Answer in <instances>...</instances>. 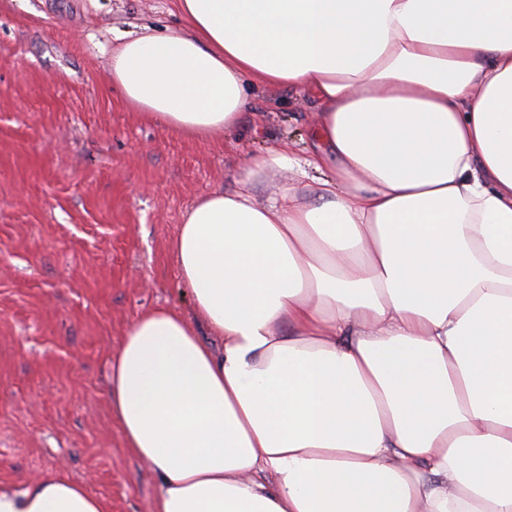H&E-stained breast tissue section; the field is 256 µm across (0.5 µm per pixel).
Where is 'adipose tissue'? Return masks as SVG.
I'll use <instances>...</instances> for the list:
<instances>
[{
  "label": "adipose tissue",
  "instance_id": "1",
  "mask_svg": "<svg viewBox=\"0 0 512 512\" xmlns=\"http://www.w3.org/2000/svg\"><path fill=\"white\" fill-rule=\"evenodd\" d=\"M112 50L166 130L232 132L256 86L317 105L309 158L245 160L169 247L191 314L111 362L154 512H512V0H177ZM312 177V196L259 177ZM0 512H110L58 474Z\"/></svg>",
  "mask_w": 512,
  "mask_h": 512
}]
</instances>
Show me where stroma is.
I'll return each mask as SVG.
<instances>
[{"mask_svg":"<svg viewBox=\"0 0 512 512\" xmlns=\"http://www.w3.org/2000/svg\"><path fill=\"white\" fill-rule=\"evenodd\" d=\"M182 24L176 0H0V489L61 472L110 512H152L108 396L126 326L191 313L169 249L190 203L250 155L307 157L315 105L255 90L235 131L174 135L127 105L119 34Z\"/></svg>","mask_w":512,"mask_h":512,"instance_id":"stroma-1","label":"stroma"}]
</instances>
